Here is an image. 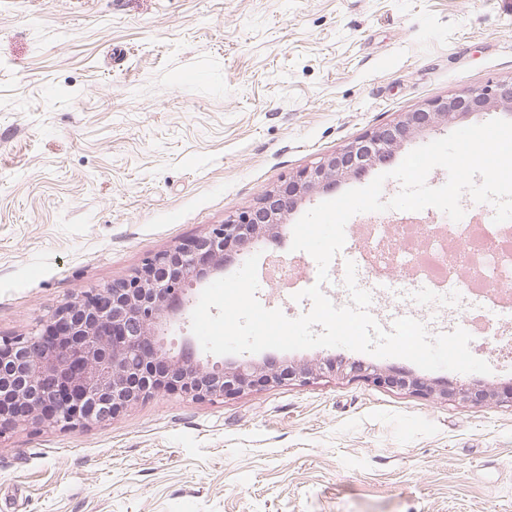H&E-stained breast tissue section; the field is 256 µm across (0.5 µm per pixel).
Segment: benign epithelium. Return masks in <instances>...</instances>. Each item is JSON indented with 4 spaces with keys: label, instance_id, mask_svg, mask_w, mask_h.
Segmentation results:
<instances>
[{
    "label": "benign epithelium",
    "instance_id": "7a95c632",
    "mask_svg": "<svg viewBox=\"0 0 512 512\" xmlns=\"http://www.w3.org/2000/svg\"><path fill=\"white\" fill-rule=\"evenodd\" d=\"M496 110L512 112V79L401 112L265 192L255 205L207 234L155 254L124 280L65 302L38 333L1 339L0 435L19 424L70 430L102 424L168 391L213 400L332 376L458 404L512 408L509 385L441 384L343 358L209 367L193 353L173 356L161 340L167 322L187 310V283L204 281L247 256L258 241L277 236L303 201L366 175L429 130Z\"/></svg>",
    "mask_w": 512,
    "mask_h": 512
}]
</instances>
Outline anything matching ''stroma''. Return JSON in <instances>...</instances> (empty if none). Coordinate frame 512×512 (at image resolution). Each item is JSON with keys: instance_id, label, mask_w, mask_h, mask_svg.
I'll use <instances>...</instances> for the list:
<instances>
[{"instance_id": "stroma-1", "label": "stroma", "mask_w": 512, "mask_h": 512, "mask_svg": "<svg viewBox=\"0 0 512 512\" xmlns=\"http://www.w3.org/2000/svg\"><path fill=\"white\" fill-rule=\"evenodd\" d=\"M512 78V0H0V337L207 233L397 113ZM323 290L349 305L347 252ZM400 266L378 314L465 326ZM345 348L265 350L299 362ZM490 373L438 382L512 384ZM0 512H512V409L361 380L150 397L79 430L0 435Z\"/></svg>"}]
</instances>
